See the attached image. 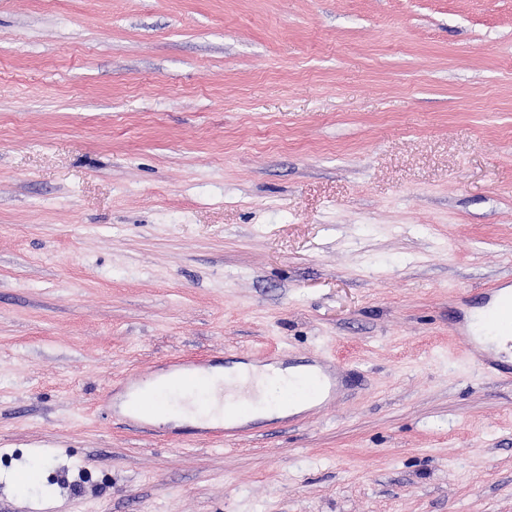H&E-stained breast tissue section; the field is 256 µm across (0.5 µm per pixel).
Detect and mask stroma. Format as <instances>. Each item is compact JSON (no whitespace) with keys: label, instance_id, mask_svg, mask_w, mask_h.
Segmentation results:
<instances>
[{"label":"stroma","instance_id":"obj_1","mask_svg":"<svg viewBox=\"0 0 512 512\" xmlns=\"http://www.w3.org/2000/svg\"><path fill=\"white\" fill-rule=\"evenodd\" d=\"M506 277L512 0H0V512H512ZM319 357L238 445L104 403ZM512 281L487 288L463 302L457 312L456 337L477 353L479 366L488 373L512 375ZM496 338L491 343L490 339ZM315 364L314 368L305 370L292 381L291 385H288V394L279 399V404L288 403V406L293 404L307 405L309 408L303 412L306 415L313 410L322 408L336 398L338 388L336 370L331 364L322 359L317 360ZM243 367L249 368H244L239 375L234 377L232 373ZM267 367L271 366L237 364L229 369H210L208 375L217 382L226 378L230 383L241 377L250 376L257 384V393L252 408L253 414L266 419L283 417L288 414V406H278L275 411L271 410V403L266 398V389L280 381L288 382V379L296 377L299 372L297 368L276 366L275 369L278 374L272 377L267 374ZM169 371L175 374V381L193 384L201 382L206 385L205 377L206 366L202 362L195 361H170L168 362Z\"/></svg>","mask_w":512,"mask_h":512}]
</instances>
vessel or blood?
Returning <instances> with one entry per match:
<instances>
[{
    "mask_svg": "<svg viewBox=\"0 0 512 512\" xmlns=\"http://www.w3.org/2000/svg\"><path fill=\"white\" fill-rule=\"evenodd\" d=\"M456 320V336L476 353L478 364L484 371L512 375V283H497L465 300ZM168 368L178 381L184 383L206 380V366L201 362L172 361ZM124 387L134 395L124 412L127 420L143 423L159 412L174 410L177 405L170 400L149 399L152 383L140 375L126 378ZM337 388L338 378L333 366L320 359L314 368L305 370L293 380L281 401L291 405L303 404L316 410L335 399ZM252 400V387L246 381L224 387L218 393L209 390L196 392L180 405L199 417L210 418V425L203 430L206 437L233 444L243 434L235 420L250 410Z\"/></svg>",
    "mask_w": 512,
    "mask_h": 512,
    "instance_id": "vessel-or-blood-1",
    "label": "vessel or blood"
}]
</instances>
